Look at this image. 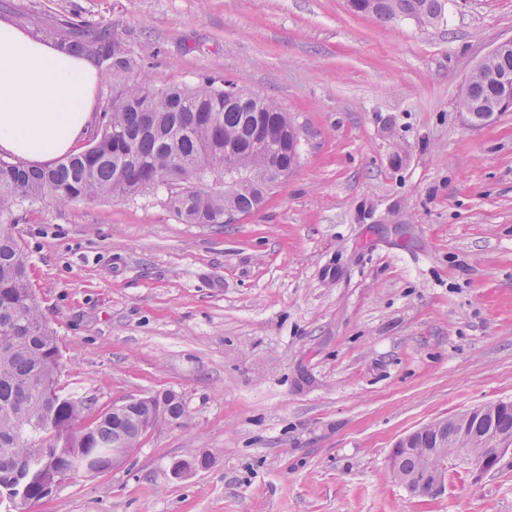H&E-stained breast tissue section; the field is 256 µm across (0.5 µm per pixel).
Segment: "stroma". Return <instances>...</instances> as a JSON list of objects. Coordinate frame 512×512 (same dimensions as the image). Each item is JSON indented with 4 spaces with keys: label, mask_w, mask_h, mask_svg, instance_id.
Listing matches in <instances>:
<instances>
[{
    "label": "stroma",
    "mask_w": 512,
    "mask_h": 512,
    "mask_svg": "<svg viewBox=\"0 0 512 512\" xmlns=\"http://www.w3.org/2000/svg\"><path fill=\"white\" fill-rule=\"evenodd\" d=\"M0 19L55 46L66 22L107 25L140 65L103 73L98 110L145 76L221 74L302 134L234 224L158 199L24 207L62 393L99 413L171 390L187 410L30 512H512V452L449 463L428 497L389 469L400 438L512 401V112L457 109L512 40V0H448L426 27L347 0H0Z\"/></svg>",
    "instance_id": "1"
}]
</instances>
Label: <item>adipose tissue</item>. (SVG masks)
<instances>
[{
  "instance_id": "1",
  "label": "adipose tissue",
  "mask_w": 512,
  "mask_h": 512,
  "mask_svg": "<svg viewBox=\"0 0 512 512\" xmlns=\"http://www.w3.org/2000/svg\"><path fill=\"white\" fill-rule=\"evenodd\" d=\"M92 63L0 19V154L41 166L74 152L95 120Z\"/></svg>"
}]
</instances>
